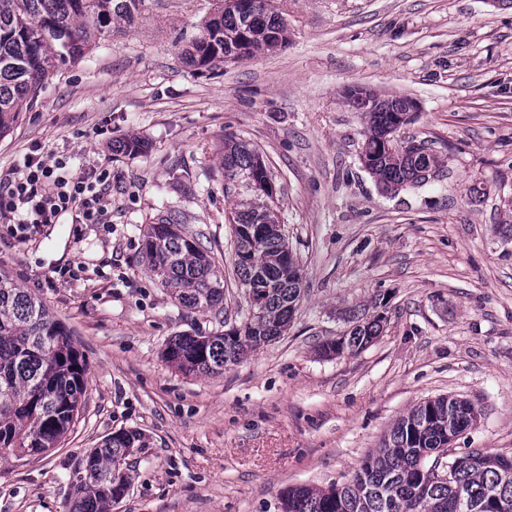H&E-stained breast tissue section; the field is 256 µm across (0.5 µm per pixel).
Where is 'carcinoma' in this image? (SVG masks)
I'll return each instance as SVG.
<instances>
[{"instance_id":"carcinoma-1","label":"carcinoma","mask_w":512,"mask_h":512,"mask_svg":"<svg viewBox=\"0 0 512 512\" xmlns=\"http://www.w3.org/2000/svg\"><path fill=\"white\" fill-rule=\"evenodd\" d=\"M145 0H0V137L30 111L43 82L59 66L83 57L112 21L134 25ZM269 35L282 45L287 25L268 10L243 15L224 9L219 0L202 34L192 41L190 61L207 71L224 56H254L241 50L247 35ZM371 92L351 98L367 125L360 162L382 188L396 192L420 185L426 166L437 157L401 159L382 139L399 118L395 109H367ZM224 178L230 183H258L269 178L261 156L233 134L224 135ZM252 199L231 209L236 245L234 271L246 289L251 321L234 334H179L164 350L165 360L193 375H212L239 363L249 350L269 343L287 330L301 300L297 264L274 212L273 200L251 191ZM142 252L153 274L179 305L198 311L224 302V278L211 257L182 225L169 220L151 225ZM384 317H354L348 334L319 347L320 354L355 353L380 336ZM86 364L69 330L43 301L0 275V455H46L57 448L86 393ZM481 416L467 399L450 395L427 399L410 409L390 429L352 477L327 487H290L280 494L282 512H512V455L485 449L452 453L448 442L461 436ZM136 430L109 434L78 463L72 484L75 512H112L129 492L131 477L112 469V461L139 447Z\"/></svg>"}]
</instances>
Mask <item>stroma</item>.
<instances>
[{
	"label": "stroma",
	"mask_w": 512,
	"mask_h": 512,
	"mask_svg": "<svg viewBox=\"0 0 512 512\" xmlns=\"http://www.w3.org/2000/svg\"><path fill=\"white\" fill-rule=\"evenodd\" d=\"M216 0H145L87 57L59 68L0 137V174L24 157L72 172L108 165L106 221L13 238L0 272L35 293L86 362L82 411L47 456L0 457V512H69L78 462L111 432L139 431L114 512H281L279 494L343 482L424 399L482 410L456 450L512 454V6L487 0H271L288 41L201 72L185 50ZM359 86L419 104L402 136L443 165L387 193L363 168ZM250 143L302 272L287 332L216 375L165 361L175 335L250 315L233 271L219 150ZM137 137L145 152L113 144ZM478 196H471V188ZM175 216L224 274L223 313L180 306L141 251ZM385 316L367 349L324 358L351 311Z\"/></svg>",
	"instance_id": "1"
}]
</instances>
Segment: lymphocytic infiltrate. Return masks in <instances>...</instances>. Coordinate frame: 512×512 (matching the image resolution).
<instances>
[{"label": "lymphocytic infiltrate", "mask_w": 512, "mask_h": 512, "mask_svg": "<svg viewBox=\"0 0 512 512\" xmlns=\"http://www.w3.org/2000/svg\"><path fill=\"white\" fill-rule=\"evenodd\" d=\"M110 178V170L103 165L76 177L64 162L50 164L28 157L13 179L0 185V218L21 240L35 236L42 225L59 223L66 216L76 224L100 223L102 188Z\"/></svg>", "instance_id": "f902f5d3"}]
</instances>
